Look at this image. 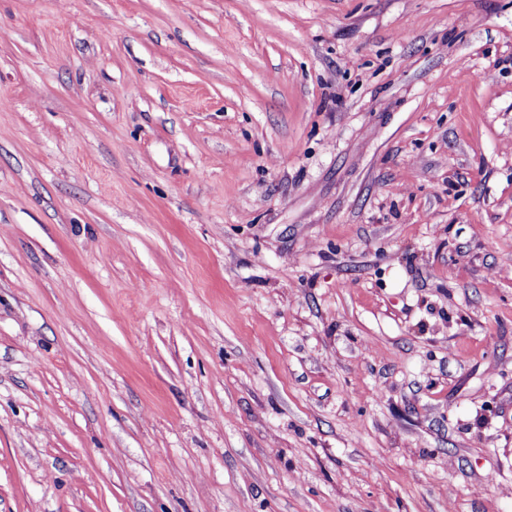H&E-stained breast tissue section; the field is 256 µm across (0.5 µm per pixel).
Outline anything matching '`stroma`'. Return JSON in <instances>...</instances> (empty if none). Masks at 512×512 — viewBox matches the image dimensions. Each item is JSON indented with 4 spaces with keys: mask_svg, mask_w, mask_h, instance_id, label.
I'll return each instance as SVG.
<instances>
[{
    "mask_svg": "<svg viewBox=\"0 0 512 512\" xmlns=\"http://www.w3.org/2000/svg\"><path fill=\"white\" fill-rule=\"evenodd\" d=\"M0 512H512V0H0Z\"/></svg>",
    "mask_w": 512,
    "mask_h": 512,
    "instance_id": "obj_1",
    "label": "stroma"
}]
</instances>
